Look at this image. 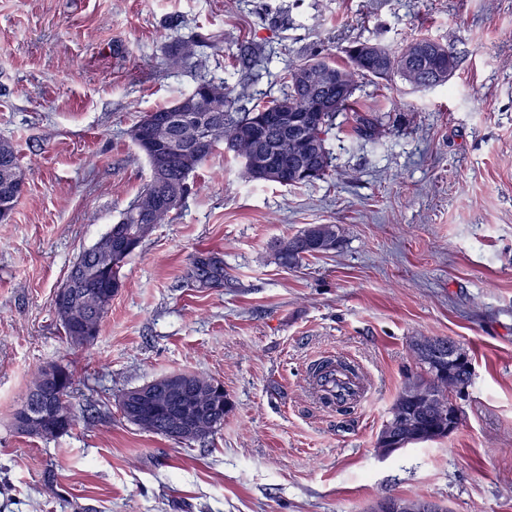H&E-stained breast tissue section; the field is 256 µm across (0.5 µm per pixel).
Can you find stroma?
<instances>
[{"instance_id": "35a3bbf8", "label": "stroma", "mask_w": 512, "mask_h": 512, "mask_svg": "<svg viewBox=\"0 0 512 512\" xmlns=\"http://www.w3.org/2000/svg\"><path fill=\"white\" fill-rule=\"evenodd\" d=\"M196 35L210 46L169 61ZM419 36L451 47L447 83L363 79L361 97L387 98L386 133L364 142L337 116L324 181H252L216 150L129 259L94 343H67L55 295L150 178L128 135L144 113L204 73L257 100L314 51ZM243 40L272 63L218 61ZM0 139L24 177L0 223V512H367L414 495L512 512V0H0ZM312 224L339 227L336 250L280 266L273 243ZM200 250L223 255L228 286H186ZM413 336L469 353L465 420L382 457ZM326 360L356 367L367 399L321 407ZM52 363L74 375L78 420L21 433L13 413ZM176 371L223 385L213 436L177 443L122 416L124 391Z\"/></svg>"}]
</instances>
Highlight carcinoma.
<instances>
[{
    "label": "carcinoma",
    "instance_id": "1",
    "mask_svg": "<svg viewBox=\"0 0 512 512\" xmlns=\"http://www.w3.org/2000/svg\"><path fill=\"white\" fill-rule=\"evenodd\" d=\"M361 43L355 40L344 50L342 59L332 54L315 53L304 61L286 69L281 81L280 95L259 101L249 108L239 106L240 96L236 89L226 82H216L202 77L196 81L193 89L169 106L155 109L144 114L134 125L129 136L150 167V179L143 186L136 200L121 214L103 239L93 247L83 251L70 269V284H64L61 292L55 296V309L61 322L66 340L73 346L79 345L78 337L83 335V323L80 317L82 304L93 305L97 302L112 306V297L123 286L122 269L124 265L108 259L110 244L128 242L139 248L149 236L151 227L164 222L169 214L181 207L189 191L190 175L201 167L219 147L232 150L234 142L256 139L258 150L266 155L275 167L267 170L251 166L243 161L246 176L257 182H272L282 186H297L305 181L295 176L301 166L316 171L315 179L323 180L329 175L331 167L330 152L326 147V136L332 128L336 116L341 112L351 113L353 131L358 138L374 142L385 134L379 116L378 103L364 105L355 97L359 89V80L374 77L375 64L354 65L352 47ZM199 40H178L169 47L170 56L175 59H187L195 54ZM258 55L250 42H241L230 56L232 65L248 69ZM330 67L346 73L351 89L339 106L310 111L313 94L298 85L294 79L295 71L302 67ZM282 108H290L308 118L306 128L311 132L309 151L298 158L287 152V142L295 136L294 131L283 133L277 129L263 130L262 120L267 113ZM183 113H196L206 117L204 128L189 129L177 123L171 125L170 133L175 141V149L164 153V173L157 170L153 148L148 141V127L154 120H168ZM22 176L20 162L15 146L0 140V187L11 184ZM339 242V230L334 224H311L293 237L274 246L278 263L286 268L297 266L307 256L327 253L336 249ZM187 284L196 288H222L226 280L224 258L211 251H198L190 258L184 275ZM456 341L447 337L414 336L409 347L413 356L415 370L409 372L398 392L382 431L399 436L407 442L420 443L436 441L448 437V389H467L472 385L473 369L466 363L448 365V345ZM63 376L59 388H50L36 375L26 394L21 408L14 417H19L22 408H27L32 416L24 421L22 428L29 433L46 432L58 436L67 432L76 422L75 408L71 401L73 379L63 366H58ZM422 393L433 395L432 404L422 405L416 398ZM210 416L217 428L224 426V413L229 402L224 395L209 401ZM64 412L68 417L67 425L52 427L55 413Z\"/></svg>",
    "mask_w": 512,
    "mask_h": 512
}]
</instances>
